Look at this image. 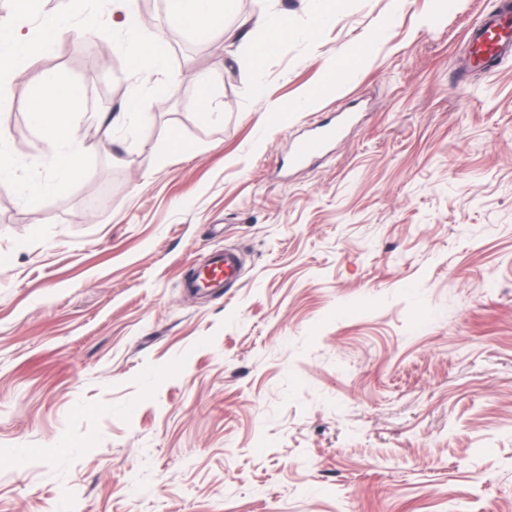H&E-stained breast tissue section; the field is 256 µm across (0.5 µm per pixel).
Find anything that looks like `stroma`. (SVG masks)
Segmentation results:
<instances>
[{"label": "stroma", "instance_id": "stroma-1", "mask_svg": "<svg viewBox=\"0 0 512 512\" xmlns=\"http://www.w3.org/2000/svg\"><path fill=\"white\" fill-rule=\"evenodd\" d=\"M153 3L182 80L148 123L106 135L163 77L114 44L78 58V29L0 117L48 162L26 102L63 71L85 88L74 140L105 143L38 217L0 185V512H512V56L464 66L498 0L435 27V0H345L324 28L314 0H229L205 34ZM261 10L290 29L268 98L231 42ZM346 112L295 166L291 143ZM227 248L240 281L186 288ZM194 81L198 92V108L204 119H210L212 112L210 111L212 96L211 77L206 72H198L194 76Z\"/></svg>", "mask_w": 512, "mask_h": 512}]
</instances>
